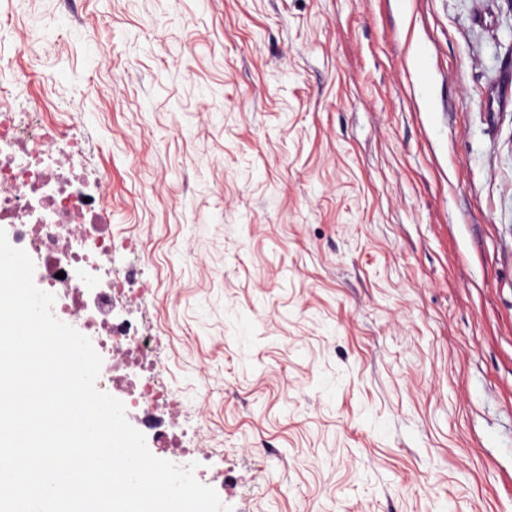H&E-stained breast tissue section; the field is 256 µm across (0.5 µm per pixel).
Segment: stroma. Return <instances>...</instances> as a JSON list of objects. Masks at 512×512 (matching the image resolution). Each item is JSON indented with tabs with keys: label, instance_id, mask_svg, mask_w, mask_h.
<instances>
[{
	"label": "stroma",
	"instance_id": "1",
	"mask_svg": "<svg viewBox=\"0 0 512 512\" xmlns=\"http://www.w3.org/2000/svg\"><path fill=\"white\" fill-rule=\"evenodd\" d=\"M0 16V81L145 259L114 314L204 400L225 507L512 512V0Z\"/></svg>",
	"mask_w": 512,
	"mask_h": 512
}]
</instances>
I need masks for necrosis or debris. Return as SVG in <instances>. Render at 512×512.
Wrapping results in <instances>:
<instances>
[{"mask_svg":"<svg viewBox=\"0 0 512 512\" xmlns=\"http://www.w3.org/2000/svg\"><path fill=\"white\" fill-rule=\"evenodd\" d=\"M81 148L66 130L14 106L10 89L0 86V223L12 226L18 248L40 258L54 315L98 336L108 355L98 389L123 394L127 421L162 440L171 405L163 380L153 375L138 384L127 372L152 364L155 343L137 324L113 317L111 285L83 274L111 265L114 244L100 199L87 197L71 168L70 156Z\"/></svg>","mask_w":512,"mask_h":512,"instance_id":"4bbe7bcc","label":"necrosis or debris"}]
</instances>
